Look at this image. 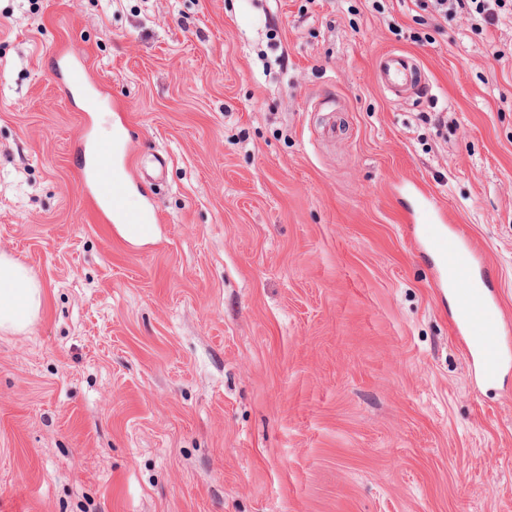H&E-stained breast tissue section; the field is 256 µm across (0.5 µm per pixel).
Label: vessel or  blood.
<instances>
[{
  "label": "vessel or blood",
  "instance_id": "b4317fda",
  "mask_svg": "<svg viewBox=\"0 0 512 512\" xmlns=\"http://www.w3.org/2000/svg\"><path fill=\"white\" fill-rule=\"evenodd\" d=\"M56 64L58 76L67 87L87 89L86 111H96L99 96L88 90L91 83L88 69L62 50L56 54ZM375 76L378 85L395 101L420 96L426 87L417 58L397 49L379 55ZM81 149L89 154L82 182L105 221L158 223L154 210L128 204L135 168L132 156L116 161L109 152L97 150L87 140ZM410 221L416 226V242L436 260L438 288L447 290L455 301L452 315L455 334L465 341L467 356L482 381L494 384L504 365L512 360V354L500 340L503 323L500 305L483 272L480 251L451 230L452 216L430 192H422L418 206L411 211Z\"/></svg>",
  "mask_w": 512,
  "mask_h": 512
}]
</instances>
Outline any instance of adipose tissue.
Instances as JSON below:
<instances>
[{"label":"adipose tissue","mask_w":512,"mask_h":512,"mask_svg":"<svg viewBox=\"0 0 512 512\" xmlns=\"http://www.w3.org/2000/svg\"><path fill=\"white\" fill-rule=\"evenodd\" d=\"M43 290L30 269L0 254V333H21L37 319Z\"/></svg>","instance_id":"1"}]
</instances>
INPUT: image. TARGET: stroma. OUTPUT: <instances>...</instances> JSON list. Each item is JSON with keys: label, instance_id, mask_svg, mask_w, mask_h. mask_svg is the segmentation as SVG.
I'll use <instances>...</instances> for the list:
<instances>
[{"label": "stroma", "instance_id": "1", "mask_svg": "<svg viewBox=\"0 0 512 512\" xmlns=\"http://www.w3.org/2000/svg\"><path fill=\"white\" fill-rule=\"evenodd\" d=\"M59 48L122 111L85 117ZM391 48L426 95L379 88ZM116 128L147 243L80 189L82 136ZM419 186L479 245L512 343L511 16L0 0V252L44 291L0 334V512H512V366L475 378Z\"/></svg>", "mask_w": 512, "mask_h": 512}]
</instances>
